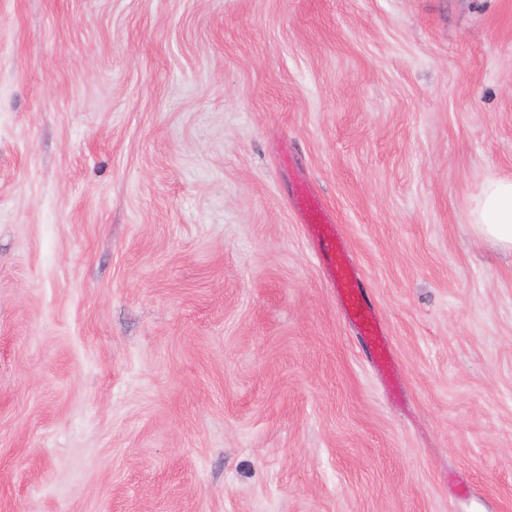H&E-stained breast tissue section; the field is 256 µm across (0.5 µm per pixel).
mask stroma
<instances>
[{
    "label": "stroma",
    "mask_w": 512,
    "mask_h": 512,
    "mask_svg": "<svg viewBox=\"0 0 512 512\" xmlns=\"http://www.w3.org/2000/svg\"><path fill=\"white\" fill-rule=\"evenodd\" d=\"M499 177L512 0H0V512H512ZM480 235L512 251V180H490L472 214ZM300 200L308 214L309 229L315 234L317 243H322L327 252L329 277L341 299V304L347 319L354 323L358 329L375 342L378 354V364L388 363L389 357L386 339L376 315L371 307L360 298L359 292L353 285V272L343 263V244L329 223L325 213L316 200L304 187L301 190ZM321 225H330L322 228Z\"/></svg>",
    "instance_id": "stroma-1"
}]
</instances>
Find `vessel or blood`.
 <instances>
[{"mask_svg": "<svg viewBox=\"0 0 512 512\" xmlns=\"http://www.w3.org/2000/svg\"><path fill=\"white\" fill-rule=\"evenodd\" d=\"M300 200L307 211L310 230L314 233L316 242L322 243L327 252L329 277L341 299L347 319L374 341L379 363H386L389 354L382 328L373 309L362 301L353 283L352 270L342 261L341 240L337 239L333 227L328 224L325 213L309 191H302Z\"/></svg>", "mask_w": 512, "mask_h": 512, "instance_id": "vessel-or-blood-1", "label": "vessel or blood"}]
</instances>
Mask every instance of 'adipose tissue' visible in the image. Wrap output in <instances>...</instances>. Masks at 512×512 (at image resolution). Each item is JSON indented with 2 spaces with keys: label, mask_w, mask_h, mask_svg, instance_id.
I'll return each mask as SVG.
<instances>
[{
  "label": "adipose tissue",
  "mask_w": 512,
  "mask_h": 512,
  "mask_svg": "<svg viewBox=\"0 0 512 512\" xmlns=\"http://www.w3.org/2000/svg\"><path fill=\"white\" fill-rule=\"evenodd\" d=\"M480 235L512 251V180H490L472 214Z\"/></svg>",
  "instance_id": "ef3b65f1"
}]
</instances>
